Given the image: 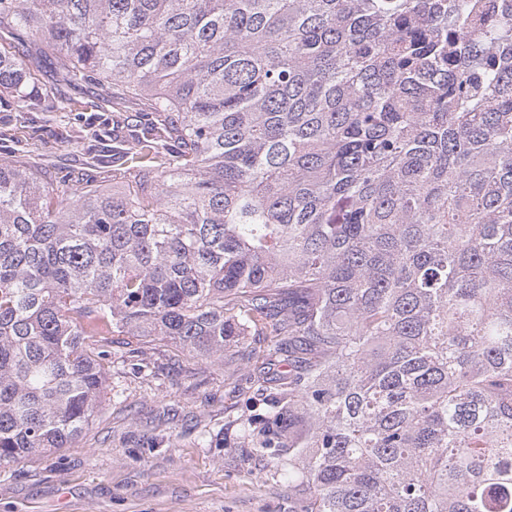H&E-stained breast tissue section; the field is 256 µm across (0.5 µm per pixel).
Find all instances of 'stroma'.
I'll return each instance as SVG.
<instances>
[{
	"label": "stroma",
	"mask_w": 512,
	"mask_h": 512,
	"mask_svg": "<svg viewBox=\"0 0 512 512\" xmlns=\"http://www.w3.org/2000/svg\"><path fill=\"white\" fill-rule=\"evenodd\" d=\"M38 92L74 99L70 112L0 106V163L26 161L50 181L112 184V140L129 112H95L87 89L58 81L53 60L29 46ZM272 336H249L237 365L206 361L168 340L113 336L112 376L99 412L68 448L0 466V512H299L273 459L252 456L245 418L265 412L254 392L287 380L271 362Z\"/></svg>",
	"instance_id": "35a3bbf8"
}]
</instances>
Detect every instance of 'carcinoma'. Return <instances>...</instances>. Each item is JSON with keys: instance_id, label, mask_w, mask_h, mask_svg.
<instances>
[{"instance_id": "1", "label": "carcinoma", "mask_w": 512, "mask_h": 512, "mask_svg": "<svg viewBox=\"0 0 512 512\" xmlns=\"http://www.w3.org/2000/svg\"><path fill=\"white\" fill-rule=\"evenodd\" d=\"M145 122L122 187L0 166V465L68 448L106 337H288L242 422L302 512H512L507 0H0L20 45Z\"/></svg>"}]
</instances>
